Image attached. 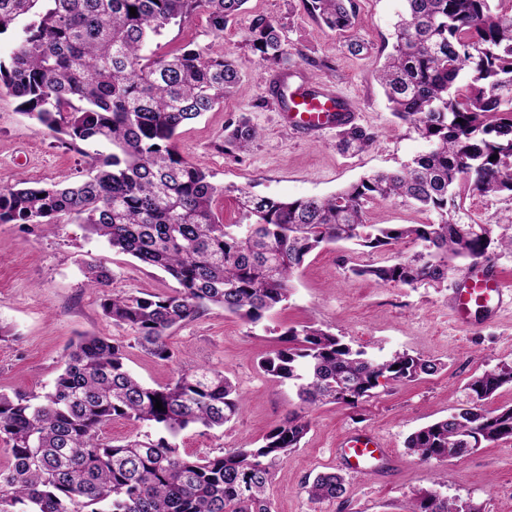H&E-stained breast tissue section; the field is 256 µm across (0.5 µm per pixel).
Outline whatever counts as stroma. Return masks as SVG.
Wrapping results in <instances>:
<instances>
[{"label":"stroma","mask_w":512,"mask_h":512,"mask_svg":"<svg viewBox=\"0 0 512 512\" xmlns=\"http://www.w3.org/2000/svg\"><path fill=\"white\" fill-rule=\"evenodd\" d=\"M355 3L358 34L368 45L357 56L348 52L346 36L322 26L304 0H249L247 14L225 26L220 45L241 61L242 83L223 105L185 126L177 140L179 152L207 167L213 183L223 187L214 207L224 223L238 221L240 191L281 199L324 196L371 173L397 169L427 150V142L413 128L392 116L374 79L391 49L403 0ZM253 13L274 18L286 40L303 50L304 59L293 60L289 73L333 83L356 101L354 122L376 135L372 148L344 154L336 148L335 130L311 141L281 124L269 71L252 63L248 25ZM213 43L205 15L197 14L167 27L152 48L170 54L187 45L205 49ZM242 116L261 128L262 135L248 152H226L224 128ZM88 162L79 148L61 145L22 114L13 97L0 94V185L20 178L43 184L74 181L85 174ZM464 208L476 222L496 225L498 233L512 236L507 221L512 197L472 195ZM434 219L433 213L398 199L366 210L370 224H425ZM419 249L406 239L388 250L350 242L317 250L295 273L287 302L259 324L245 323L220 307L209 308L171 330L173 357L160 361L133 347L131 331L104 316L101 293L88 285L80 263L107 262L115 294L170 293L176 283L168 274L112 250L80 224L50 231L0 224V391L44 393L80 337L119 338L131 345L128 369L149 386L171 382L191 363L224 372L244 394L242 411L223 427L181 431L175 438L181 454L254 448L299 405L292 383L271 382L259 363L280 348L288 328L315 323L373 358L405 351L441 362L442 368L412 382H382L376 397L355 408L326 404L307 410L309 431L299 448L281 457L269 487L274 512H405L418 489L433 487L480 512H512V441L444 462L421 461L406 446L418 428L467 407L465 387L473 376L503 363L512 365V310L497 317L477 312L466 326L451 316L450 299L471 270L470 261H456L441 284L415 287L378 283L350 271L357 264H391ZM353 431L379 436L391 451L392 463L373 475L346 474L340 498L311 501L306 482L323 471H341L336 440Z\"/></svg>","instance_id":"35a3bbf8"}]
</instances>
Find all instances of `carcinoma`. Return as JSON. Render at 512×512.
I'll use <instances>...</instances> for the list:
<instances>
[{
	"mask_svg": "<svg viewBox=\"0 0 512 512\" xmlns=\"http://www.w3.org/2000/svg\"><path fill=\"white\" fill-rule=\"evenodd\" d=\"M247 2L0 0V36L12 40L7 60L0 59V91L60 143L88 147L91 159L82 180L1 185L0 224H81L113 250L168 273L178 284L172 292L123 296L107 292L108 266L85 265L89 285L102 291L104 315L162 361L173 357L168 330L212 306L258 324L288 300L306 257L328 244L420 243L422 250L405 260L351 268L356 276L411 287L444 282L457 259L475 263L494 247L512 250V237L495 236L494 225L461 222L464 196H512V0H403L375 80L392 114L430 148L325 197L283 200L243 191L241 219L226 224L213 207L224 188L205 166L180 155L174 141L182 126L236 91L241 64L220 49L160 55L150 44L197 13L221 39ZM309 10L331 31L360 24L355 0H309ZM248 31L260 66L304 58L270 17L252 15ZM259 135L247 118L232 121L226 151L244 152ZM336 139L344 153L375 144V135L354 123L340 124ZM388 199L433 211L437 220L366 223V205ZM282 342L260 367L274 382H292L303 409L356 408L382 378L414 381L441 369L407 352L371 358L315 324L288 329ZM127 348L115 338L83 336L50 391L0 392V444L10 455L0 467V512H272L266 490L274 467L300 447L306 416L288 413L256 448L184 456L169 438L191 425L223 426L244 397L224 373L203 365L148 386L128 370ZM506 385L512 365L474 376L466 386L470 405L417 429L407 447L423 461H445L511 441L512 406L487 407ZM157 399L161 411L154 409ZM117 418L148 430L114 445L101 432ZM344 493L337 472L320 473L308 485L314 502ZM408 512L478 510L419 490Z\"/></svg>",
	"mask_w": 512,
	"mask_h": 512,
	"instance_id": "1",
	"label": "carcinoma"
}]
</instances>
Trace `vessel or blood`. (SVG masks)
<instances>
[{"mask_svg":"<svg viewBox=\"0 0 512 512\" xmlns=\"http://www.w3.org/2000/svg\"><path fill=\"white\" fill-rule=\"evenodd\" d=\"M270 81L280 100L283 123L297 132L316 136L353 118L349 98L335 88L293 81L277 72L271 74ZM511 300L512 289L495 271L478 266L456 289L450 308L456 320L466 325L474 310L494 313ZM336 454L348 470L370 475L383 467L389 451L377 436L357 433L344 435Z\"/></svg>","mask_w":512,"mask_h":512,"instance_id":"vessel-or-blood-1","label":"vessel or blood"}]
</instances>
